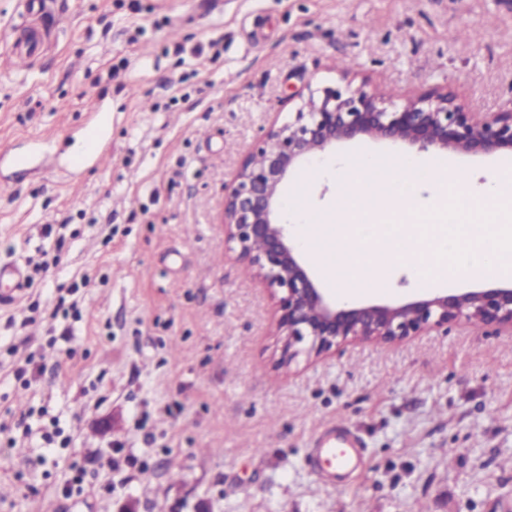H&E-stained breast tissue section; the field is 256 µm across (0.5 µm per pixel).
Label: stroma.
<instances>
[{"label":"stroma","mask_w":512,"mask_h":512,"mask_svg":"<svg viewBox=\"0 0 512 512\" xmlns=\"http://www.w3.org/2000/svg\"><path fill=\"white\" fill-rule=\"evenodd\" d=\"M0 151L52 139L49 171L0 168V512H512V335L435 327L281 361L278 306L224 246V189L310 90L512 110V0H47L57 27L10 64ZM95 97L107 167L72 170ZM416 156L360 135L325 162ZM83 183L67 189L71 174ZM336 181L281 199L332 210ZM57 254L48 272L43 251ZM45 371L17 375L26 356ZM342 421L364 463L320 485L310 441Z\"/></svg>","instance_id":"stroma-1"}]
</instances>
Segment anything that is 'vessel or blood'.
I'll list each match as a JSON object with an SVG mask.
<instances>
[{"mask_svg":"<svg viewBox=\"0 0 512 512\" xmlns=\"http://www.w3.org/2000/svg\"><path fill=\"white\" fill-rule=\"evenodd\" d=\"M19 6L23 14L29 17L30 23L16 36L12 57L16 62L23 63L48 40L50 31L42 23V15L46 9L45 0H19ZM87 110L92 114L94 121L90 134L76 154L73 166L77 169L90 162L101 163L105 155V134L102 130V112L98 102L89 101ZM360 446L359 439L344 425L334 423L316 439L312 457L328 481L342 483L359 464Z\"/></svg>","mask_w":512,"mask_h":512,"instance_id":"b4317fda","label":"vessel or blood"}]
</instances>
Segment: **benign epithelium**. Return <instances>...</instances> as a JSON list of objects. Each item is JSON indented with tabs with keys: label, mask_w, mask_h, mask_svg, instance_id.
Returning a JSON list of instances; mask_svg holds the SVG:
<instances>
[{
	"label": "benign epithelium",
	"mask_w": 512,
	"mask_h": 512,
	"mask_svg": "<svg viewBox=\"0 0 512 512\" xmlns=\"http://www.w3.org/2000/svg\"><path fill=\"white\" fill-rule=\"evenodd\" d=\"M358 134L399 138L420 152L512 153V111L467 112L448 95H420L389 110L364 91L323 89L269 131L257 155L241 163L224 194V243L253 274L281 292L283 361L319 356L348 341L399 343L422 330L474 324L512 334V286L431 293L405 303L338 301L318 288L281 222L280 190L294 171L337 141Z\"/></svg>",
	"instance_id": "benign-epithelium-1"
}]
</instances>
